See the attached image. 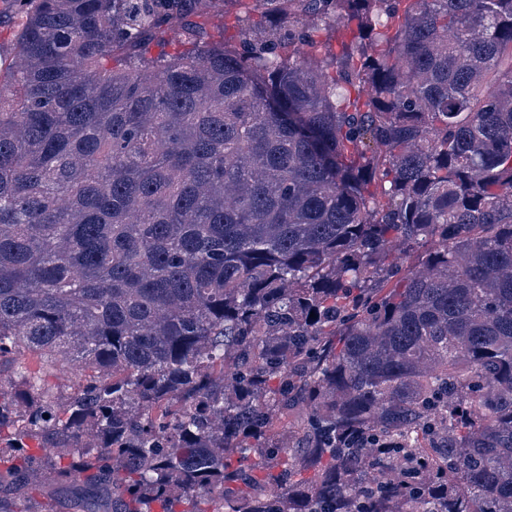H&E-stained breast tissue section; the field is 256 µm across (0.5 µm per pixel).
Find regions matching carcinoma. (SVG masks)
Listing matches in <instances>:
<instances>
[{
	"label": "carcinoma",
	"instance_id": "obj_1",
	"mask_svg": "<svg viewBox=\"0 0 512 512\" xmlns=\"http://www.w3.org/2000/svg\"><path fill=\"white\" fill-rule=\"evenodd\" d=\"M19 2L0 363L86 376L0 512L34 427L72 512H512V0ZM211 14L205 17V22L218 39H224L233 43L238 39L239 23L235 9L231 4H225L224 0L216 1Z\"/></svg>",
	"mask_w": 512,
	"mask_h": 512
}]
</instances>
